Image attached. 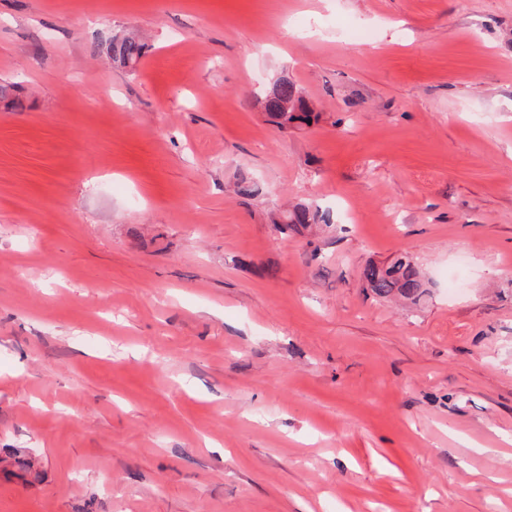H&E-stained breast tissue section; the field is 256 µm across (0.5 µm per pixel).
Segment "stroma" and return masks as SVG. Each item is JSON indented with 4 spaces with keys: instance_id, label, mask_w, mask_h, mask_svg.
I'll list each match as a JSON object with an SVG mask.
<instances>
[{
    "instance_id": "stroma-1",
    "label": "stroma",
    "mask_w": 512,
    "mask_h": 512,
    "mask_svg": "<svg viewBox=\"0 0 512 512\" xmlns=\"http://www.w3.org/2000/svg\"><path fill=\"white\" fill-rule=\"evenodd\" d=\"M0 84V512H512V0H0ZM145 43L136 36H114L112 41L106 45V53L113 62H119L124 66L133 67L145 53ZM264 111L269 121L279 130L301 129L317 123L320 112L307 103L296 85L288 78H280L263 98ZM281 224L293 230L307 224H329V215L317 206L297 205L284 214ZM361 277L365 288L380 298L397 297L417 304L425 293L424 276L407 252L387 265H366Z\"/></svg>"
}]
</instances>
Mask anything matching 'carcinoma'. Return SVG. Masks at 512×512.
Returning a JSON list of instances; mask_svg holds the SVG:
<instances>
[{
	"label": "carcinoma",
	"mask_w": 512,
	"mask_h": 512,
	"mask_svg": "<svg viewBox=\"0 0 512 512\" xmlns=\"http://www.w3.org/2000/svg\"><path fill=\"white\" fill-rule=\"evenodd\" d=\"M145 49V43L130 35L115 36L106 45V53L112 61L131 67L143 57ZM263 105L269 121L282 131L309 127L320 117L296 85L286 78L274 83L273 89L265 94ZM282 223L295 230L307 224H327L329 215L317 206L298 205L284 214ZM362 280L365 287L380 298L397 297L416 304L425 293L424 276L407 252L387 265H366Z\"/></svg>",
	"instance_id": "obj_1"
}]
</instances>
